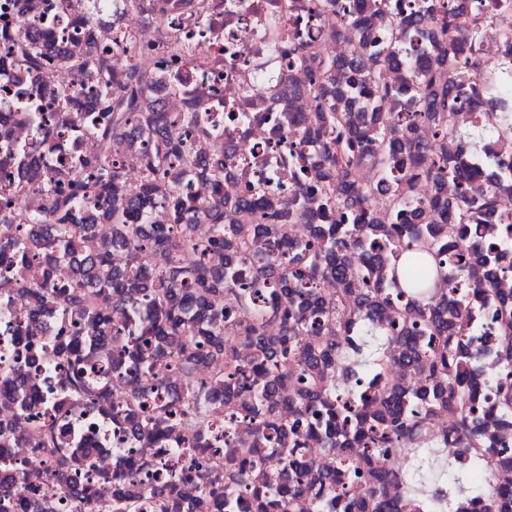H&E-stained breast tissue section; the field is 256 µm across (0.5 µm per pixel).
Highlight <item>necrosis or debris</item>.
Returning <instances> with one entry per match:
<instances>
[{
    "instance_id": "1",
    "label": "necrosis or debris",
    "mask_w": 512,
    "mask_h": 512,
    "mask_svg": "<svg viewBox=\"0 0 512 512\" xmlns=\"http://www.w3.org/2000/svg\"><path fill=\"white\" fill-rule=\"evenodd\" d=\"M7 24L49 37L53 60L31 76L21 68L0 74V112L18 115L7 147H0V162L11 149L30 147L40 136L41 123L55 122L61 115L56 99L60 86H68L70 95L82 101L104 75L118 95L129 67L136 64L148 77L141 111L206 116L207 124L198 133L207 142L204 162L223 163L221 179L200 172L167 177L182 196L201 204L218 197L234 200L259 180L269 182L278 197L294 195L297 186L288 178L284 158L302 131L289 124L288 115L312 111L315 101L310 69L288 62V40L296 36L313 53L344 58L361 36L358 29L338 24L336 0H0V27ZM100 58L108 62L103 75L93 67ZM66 61L80 63V70L66 74ZM99 150L82 125L74 124L59 149L40 153L20 204L27 212H37L41 188L61 163L70 154L92 157ZM132 150L128 137L112 142L113 157L126 163L111 189L110 206L116 210L143 180ZM23 314L19 301L0 311V372L24 374L36 391L32 420L25 424L0 399V427L12 428L17 439L15 447L0 448V475H22L21 495L50 493L53 512H95L134 488L142 512H158V491L170 489L177 512H219L206 490L228 476L234 456L253 447L259 459L253 476L235 489L236 512H255L259 490L271 501L268 512H316L304 494L283 497L279 479L288 470L284 449L295 446L307 464L308 482L330 471L332 453L309 434L308 416L294 412L293 390L287 386L280 388L274 408L283 427L298 426L297 440L283 435L255 442L250 401L230 382L231 367L250 366L256 355L253 345L237 342L231 360L215 359L190 369L171 355H161L153 363L158 382L149 394L138 366L130 362L117 372L102 368V351L89 348L81 353L88 378L108 399L76 400L61 384L60 356L28 342ZM334 366L349 382L380 392L408 376L395 341L384 369H360L341 358ZM190 391L215 408V416L204 428L177 424L156 444L136 435L127 417L112 408L136 396L146 405L176 408ZM47 418L69 431L71 447L46 449L36 423ZM483 436L489 450L487 494L474 500L444 498L441 512H512V506L491 496L492 490L512 485V426L488 417ZM406 459L399 452L382 455L386 494L398 501L401 512H430L429 497L412 490L403 467Z\"/></svg>"
}]
</instances>
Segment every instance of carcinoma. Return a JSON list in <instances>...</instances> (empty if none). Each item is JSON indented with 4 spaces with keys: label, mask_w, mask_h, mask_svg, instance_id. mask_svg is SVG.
Masks as SVG:
<instances>
[{
    "label": "carcinoma",
    "mask_w": 512,
    "mask_h": 512,
    "mask_svg": "<svg viewBox=\"0 0 512 512\" xmlns=\"http://www.w3.org/2000/svg\"><path fill=\"white\" fill-rule=\"evenodd\" d=\"M336 15L343 26L366 28L376 16L390 23L368 37L346 61L318 60L302 47H288L289 62L314 65L315 121L310 124L297 112L288 116L290 123L305 129V135L302 142L288 147L284 157L290 179L303 192L276 207L270 204L269 188L261 183L231 203L217 198L203 207L172 193V224L151 241H139V214L163 190L169 171L196 172L201 144L192 137L200 121L195 112L175 116L136 112L146 77L134 64L123 94L112 95L110 84L103 80L88 111L68 113L41 131L39 146L43 147L61 139L67 125L77 121L98 140L100 152L90 159L75 155L53 175L41 189L37 219L14 208L0 212V265L12 271L0 279V302L15 295L27 302L24 332L32 337L51 335L42 313L59 307L70 326L67 335L52 343L57 353L72 354L84 344H110L115 348L106 351L115 354L109 359L111 366L118 367L119 357L130 356L142 367L149 387L158 383L152 359L160 350L169 349L176 359L190 362L224 355L226 339L213 308L223 302L228 332L241 335L263 354L251 368V373L268 379L266 387L251 389L255 405L250 420L256 422L257 430H276L279 421L267 409L272 389L281 379L293 383L290 373L277 372L274 359L278 356L297 359L302 367L300 380L308 384L297 411L307 412L316 403L325 407L326 418L316 425V434L327 448L337 451L338 474L304 486L306 463L288 449L289 488L305 490L318 512H329L335 503L343 505L345 512L367 506L373 512H399L386 496L383 477L373 469L375 456L396 443L414 462L417 491L444 489L451 495L463 491L479 496L486 490L479 461L467 466L447 462L448 482L441 485L423 480L434 453L419 449L426 419L416 409L420 395L395 388L385 407L374 413L366 389L352 388L345 379L336 381L333 356L344 342L357 352L362 336L384 335L379 326L367 324L348 336L353 284L346 267L349 251L356 249L362 255L359 304L376 314L387 307L400 311L398 335L408 365H422L426 378L439 388L424 404L448 394L453 430L465 442L463 453L485 445L476 428L480 412L470 377L480 365V354L470 349L468 326L473 311L496 299L495 281L512 274L511 267L496 264L499 247L512 237V214L500 208L502 195L512 193V139H504L506 150L492 159L498 167L494 182L463 162L451 161L447 143L453 139L464 155H471L458 121L461 111L472 103L465 86L481 81L512 94V87L498 85L503 66L489 56L483 37L488 20L501 28L503 37H512V0H336ZM424 32L431 34L433 44L420 42ZM459 35L467 44L464 53L454 48ZM0 37L10 46V52L0 58V69L17 65L32 72L42 66V49L29 34L6 27ZM434 48L444 56L446 67L431 68L428 54ZM399 63L410 68L411 81L396 88L386 70ZM330 82L336 84L338 99L350 85L373 100L398 96L404 101L403 109L384 119L367 112H346L325 98L322 88ZM132 121L139 133L148 135L145 148L134 156L145 179L129 208L114 212L108 207L110 189L124 163L112 158L110 146ZM511 122L508 112L493 117L473 112L469 127L484 138L498 139ZM175 124L186 130L187 137L170 135L169 127ZM421 124L431 128L433 142L428 146L411 136ZM311 145L321 154L318 166L308 162ZM365 166L380 180L386 195L379 212L368 201L372 188L362 194L356 190ZM421 180L434 186L435 196L426 202L414 192ZM335 182L342 190H332ZM311 196L319 198L316 211L308 207ZM87 206L111 222L112 241L98 240L93 224H84L82 232H76L73 216ZM226 208L260 214L263 235L255 237L241 225L224 223ZM200 209L214 224L216 240L231 245L222 271L208 265V245L185 235L188 212ZM114 247L128 253L123 268L110 265ZM67 257L74 265L73 280L62 291L48 274L41 281L27 275L36 260L49 270L57 259ZM255 259L264 265L255 271L252 288L236 290L234 280ZM330 279L335 281V291L320 293V283ZM384 280L393 289L375 286ZM268 289L281 296L276 316L282 335L276 339L265 336L262 312L254 304L255 295ZM126 303L133 305L136 327L109 334L106 326L112 305ZM498 316L494 374L511 377L512 311L504 306ZM424 336L434 343L422 346ZM63 386L78 397H97L84 370L73 363ZM0 396L16 404L19 416L28 415L32 402L23 379L1 378ZM209 416V410L186 400L176 412L157 406L132 420L135 428L162 436L173 417L202 425ZM41 427L47 447L65 444L53 422L43 421ZM207 493L224 498L228 512L234 508L233 487L218 483Z\"/></svg>",
    "instance_id": "cac0c4a2"
}]
</instances>
